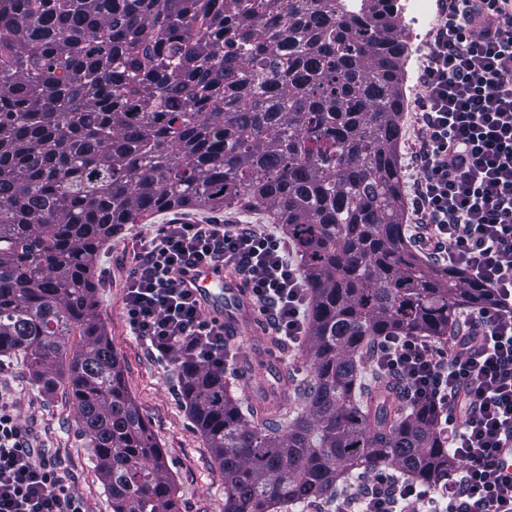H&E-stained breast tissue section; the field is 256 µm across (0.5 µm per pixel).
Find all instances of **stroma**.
Instances as JSON below:
<instances>
[{"label": "stroma", "mask_w": 512, "mask_h": 512, "mask_svg": "<svg viewBox=\"0 0 512 512\" xmlns=\"http://www.w3.org/2000/svg\"><path fill=\"white\" fill-rule=\"evenodd\" d=\"M423 55L422 49H410L405 64L400 162L404 174L402 193L407 199L413 194L416 177L411 157L417 148L415 115L422 94L418 76ZM215 215L228 224H252L278 236L283 233L281 226L262 212H163L146 223L125 225L117 237L103 246L95 267L97 311L122 361L126 387L162 450L179 512H224V476L187 415L177 361L156 359L131 335L124 315L126 280L141 242L157 225L174 219L198 223ZM242 336V341L234 345L235 356L225 371L228 379L244 375L250 365L263 368L270 384L286 372L299 379L305 377V346L283 351L277 365L271 366L265 359L269 336L249 329L243 330ZM0 398L9 402L21 423L32 430L39 446L64 475L67 487L84 500L88 512H112V500L98 477L91 449L78 434L77 414L64 389L43 391L22 356H4L0 358Z\"/></svg>", "instance_id": "stroma-1"}]
</instances>
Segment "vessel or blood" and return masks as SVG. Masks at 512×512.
Listing matches in <instances>:
<instances>
[{"label": "vessel or blood", "instance_id": "obj_1", "mask_svg": "<svg viewBox=\"0 0 512 512\" xmlns=\"http://www.w3.org/2000/svg\"><path fill=\"white\" fill-rule=\"evenodd\" d=\"M180 279L203 312L223 323L225 335L238 339L256 310L239 277L230 272L227 265L218 263L187 269Z\"/></svg>", "mask_w": 512, "mask_h": 512}]
</instances>
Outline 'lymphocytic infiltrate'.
Masks as SVG:
<instances>
[{"label": "lymphocytic infiltrate", "instance_id": "lymphocytic-infiltrate-1", "mask_svg": "<svg viewBox=\"0 0 512 512\" xmlns=\"http://www.w3.org/2000/svg\"><path fill=\"white\" fill-rule=\"evenodd\" d=\"M419 76L420 143L414 206L434 257L491 288L494 304L467 313L450 344L383 336L375 365L401 381L411 404L441 410L456 468L428 487L392 472L364 477V492L336 512H512V0H443ZM232 264L263 327L294 346L306 336L305 280L275 234L247 224H162L145 239L127 277L132 336L161 359L224 368L230 342L175 270ZM0 512H86L32 431L0 402Z\"/></svg>", "mask_w": 512, "mask_h": 512}]
</instances>
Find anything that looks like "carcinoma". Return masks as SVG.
I'll use <instances>...</instances> for the list:
<instances>
[{"label": "carcinoma", "mask_w": 512, "mask_h": 512, "mask_svg": "<svg viewBox=\"0 0 512 512\" xmlns=\"http://www.w3.org/2000/svg\"><path fill=\"white\" fill-rule=\"evenodd\" d=\"M397 0H0V355L64 387L112 512H178L97 312L100 248L166 210L285 226L308 293V373L243 412L224 372L181 394L224 512H288L356 470L448 479L427 405L365 383L381 336L448 339L491 290L405 236Z\"/></svg>", "instance_id": "carcinoma-1"}]
</instances>
